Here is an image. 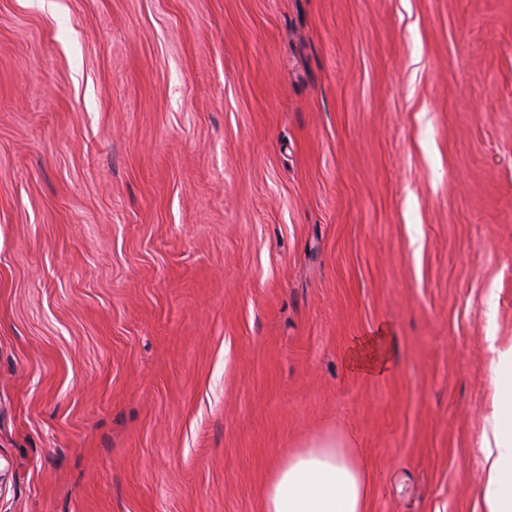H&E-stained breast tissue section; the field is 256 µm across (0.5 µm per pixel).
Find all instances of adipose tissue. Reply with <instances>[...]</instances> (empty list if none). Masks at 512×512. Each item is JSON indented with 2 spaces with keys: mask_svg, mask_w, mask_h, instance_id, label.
<instances>
[{
  "mask_svg": "<svg viewBox=\"0 0 512 512\" xmlns=\"http://www.w3.org/2000/svg\"><path fill=\"white\" fill-rule=\"evenodd\" d=\"M490 418L480 462L486 487L482 512H512V344L491 343ZM349 370L379 375L389 366L382 339L367 336L345 355ZM364 470L333 435L313 439L273 471L263 491L264 512H366Z\"/></svg>",
  "mask_w": 512,
  "mask_h": 512,
  "instance_id": "adipose-tissue-1",
  "label": "adipose tissue"
}]
</instances>
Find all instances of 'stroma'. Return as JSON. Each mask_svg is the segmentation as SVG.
Returning <instances> with one entry per match:
<instances>
[{"label":"stroma","instance_id":"stroma-1","mask_svg":"<svg viewBox=\"0 0 512 512\" xmlns=\"http://www.w3.org/2000/svg\"><path fill=\"white\" fill-rule=\"evenodd\" d=\"M491 335L512 0H0V512H481ZM383 337L366 336L359 340L344 357L346 367L367 375L385 372L389 366V357L382 343ZM364 470L333 435L313 439L273 471L264 512H366Z\"/></svg>","mask_w":512,"mask_h":512}]
</instances>
